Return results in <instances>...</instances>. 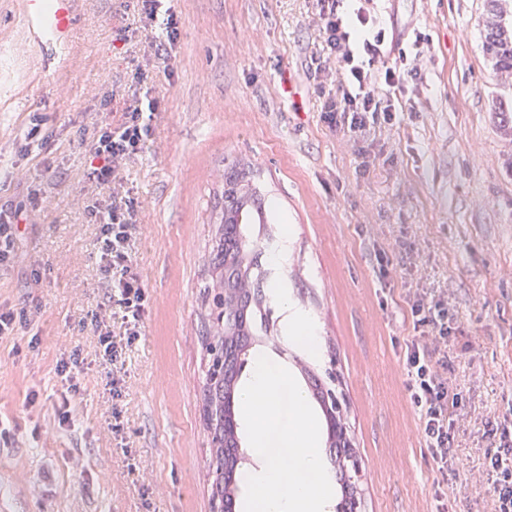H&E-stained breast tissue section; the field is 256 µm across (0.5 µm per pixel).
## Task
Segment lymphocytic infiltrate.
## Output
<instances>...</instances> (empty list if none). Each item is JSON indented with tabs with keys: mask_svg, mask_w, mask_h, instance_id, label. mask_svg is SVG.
I'll list each match as a JSON object with an SVG mask.
<instances>
[{
	"mask_svg": "<svg viewBox=\"0 0 512 512\" xmlns=\"http://www.w3.org/2000/svg\"><path fill=\"white\" fill-rule=\"evenodd\" d=\"M314 21L323 33L322 53L315 59L317 71L327 72L332 62L340 70L335 93L323 101V119L329 126L346 128L355 138H363L374 125L393 119V94L402 90L406 78H419L420 69L407 62L383 64L384 31L377 30L370 40L361 37L365 27L377 23L365 6L345 12L340 0H316ZM149 132V123L135 107L124 112L118 125L96 126L90 150L100 164L91 169L89 180L120 188L123 166L138 156ZM88 214L99 226L97 244L103 271L112 283L111 302L122 312L126 336H137L146 298L132 271L130 241L139 224L138 210L133 201L117 195L107 208L89 206ZM410 312L421 334L406 343V389L421 412L424 439L433 459L441 468L452 469L456 459L448 420V386L425 352L428 342H447L448 306L440 301L428 305L418 298L412 301Z\"/></svg>",
	"mask_w": 512,
	"mask_h": 512,
	"instance_id": "1",
	"label": "lymphocytic infiltrate"
}]
</instances>
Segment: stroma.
I'll use <instances>...</instances> for the list:
<instances>
[{"label": "stroma", "instance_id": "35a3bbf8", "mask_svg": "<svg viewBox=\"0 0 512 512\" xmlns=\"http://www.w3.org/2000/svg\"><path fill=\"white\" fill-rule=\"evenodd\" d=\"M176 44L134 0H76L64 62L33 42L24 0H0V210L22 209L0 264V313L30 310L0 336V512H211L202 409L209 355L205 286L224 172L251 165L267 221L263 288L287 289L318 326L319 354L288 343L274 302L255 350L331 376L360 460L358 512H495L488 449L512 433V141L492 107L504 89L483 53L484 0H375L385 58L420 57L391 123L360 142L322 120L313 0H167ZM153 72L129 95L137 67ZM159 107L124 173L139 207L133 271L147 296L123 347L113 398L83 324L110 287L87 205L112 193L87 178L84 131L131 103ZM44 145L28 140L34 116ZM44 203L31 207L32 198ZM289 237L288 258L270 257ZM390 277H380L379 260ZM447 302L448 385L459 470L442 476L406 390L405 300ZM80 349L73 381L56 367ZM78 393H68L69 384ZM67 407L71 422L60 424Z\"/></svg>", "mask_w": 512, "mask_h": 512}]
</instances>
